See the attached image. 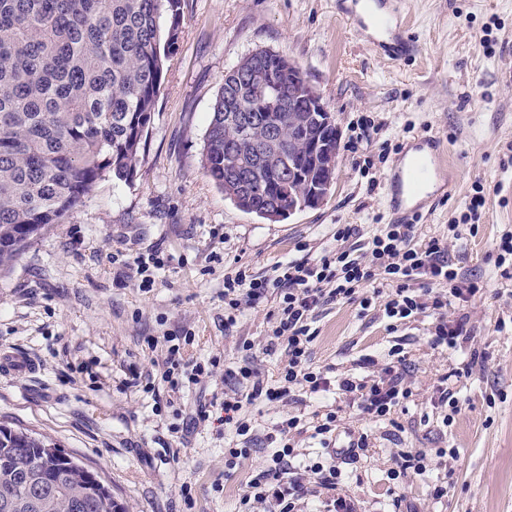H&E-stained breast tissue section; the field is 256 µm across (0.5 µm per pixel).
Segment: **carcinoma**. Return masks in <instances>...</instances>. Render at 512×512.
Masks as SVG:
<instances>
[{
	"mask_svg": "<svg viewBox=\"0 0 512 512\" xmlns=\"http://www.w3.org/2000/svg\"><path fill=\"white\" fill-rule=\"evenodd\" d=\"M183 0H0V270L43 231L63 222L106 179L129 181L153 121L166 62L180 34ZM288 57L245 58L212 105L202 156L219 188L237 187L253 210L307 205L309 169L286 190L284 170L309 164L293 130ZM281 126L270 159L259 124ZM24 428L0 424V512H121L73 457Z\"/></svg>",
	"mask_w": 512,
	"mask_h": 512,
	"instance_id": "obj_1",
	"label": "carcinoma"
}]
</instances>
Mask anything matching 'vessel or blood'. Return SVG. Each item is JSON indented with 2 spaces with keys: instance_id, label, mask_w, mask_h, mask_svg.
Segmentation results:
<instances>
[{
  "instance_id": "vessel-or-blood-1",
  "label": "vessel or blood",
  "mask_w": 512,
  "mask_h": 512,
  "mask_svg": "<svg viewBox=\"0 0 512 512\" xmlns=\"http://www.w3.org/2000/svg\"><path fill=\"white\" fill-rule=\"evenodd\" d=\"M382 0H376L370 17L352 15L353 24L370 25L374 34L370 38L376 50L390 59H398L410 51L411 44L394 25L390 15L383 11ZM424 152L413 166L397 162L390 178V207L399 222L408 223L421 212L425 203L443 198L448 193L452 179L448 172L447 148L443 139L426 136L420 141ZM34 363L24 353L9 351L0 354V375H17L32 372Z\"/></svg>"
}]
</instances>
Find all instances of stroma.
Wrapping results in <instances>:
<instances>
[{
  "instance_id": "35a3bbf8",
  "label": "stroma",
  "mask_w": 512,
  "mask_h": 512,
  "mask_svg": "<svg viewBox=\"0 0 512 512\" xmlns=\"http://www.w3.org/2000/svg\"><path fill=\"white\" fill-rule=\"evenodd\" d=\"M348 0H183L179 39L154 120L131 181L106 180L64 223L52 225L0 275V350L17 349L36 373L0 377V423L51 438L98 473L125 512H237L252 473L268 453L280 416L300 419L290 444L299 461H324L313 438L318 415L334 410L332 439L346 449L366 432L368 448L343 465L337 488L357 512H512V278L495 261L512 232V0H405L397 21L413 47L403 60L375 53L346 19ZM257 50L288 56L329 103L340 130L334 184L321 205L270 222L240 211L202 169L211 106L227 72ZM442 137L453 172L449 197L418 216L416 241H450L460 273L483 283L466 309L473 339L456 350L429 344L432 312L394 323L383 311L385 280L369 308L320 307L310 364L330 377H365L401 352L412 395L395 424L371 422L349 400L293 386L273 404L244 406L249 437L225 433L213 398L233 393L228 365L249 364L276 380L284 351L265 352L276 302L245 307L224 326V268L253 275L342 247L363 249L391 223L387 178L407 142ZM485 204L476 234L453 240L475 186ZM358 233L337 242V225ZM309 251H301V244ZM167 257L142 290L134 260ZM191 331L187 357L214 362L210 377L171 390L162 377L168 338ZM156 348H149L147 338ZM250 349H243V342ZM484 363L452 372L470 353ZM141 373L132 385V373ZM447 383L458 411L438 405ZM211 404L199 421V405ZM251 454L224 475V451ZM426 455V471L391 480L398 451ZM454 448L457 458H438ZM448 494L435 500L432 484Z\"/></svg>"
}]
</instances>
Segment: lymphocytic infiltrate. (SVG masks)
<instances>
[{
	"instance_id": "lymphocytic-infiltrate-1",
	"label": "lymphocytic infiltrate",
	"mask_w": 512,
	"mask_h": 512,
	"mask_svg": "<svg viewBox=\"0 0 512 512\" xmlns=\"http://www.w3.org/2000/svg\"><path fill=\"white\" fill-rule=\"evenodd\" d=\"M413 239V225L387 224L372 237L363 256L336 250L314 259L278 264L265 276L254 277L242 269L225 273V327L234 326L244 305L275 294L278 306L267 349H281L288 355V363L275 385L250 367L225 368V378L237 380L242 386L240 392L223 402L225 425L233 428L236 435H247L250 426L241 417L244 405L280 401L293 385L300 383L313 393L337 389L339 395L353 400L360 414L374 420L389 419L411 395L401 364L390 362L372 375L347 376L333 382L323 371L314 369L309 359V347L317 335L314 310L323 304L353 300L370 306V299L360 297L359 291L376 278L392 284L384 301L387 317L403 321L429 310L437 316L431 346L454 349L469 340L467 316L449 319L448 307L455 302H470L482 293V285L457 271L443 240L434 237L417 245ZM299 424L298 417H288L267 434V443L274 447L270 463L249 482L242 505L257 501L271 504L276 512H299L305 487L291 463L295 450L288 441Z\"/></svg>"
}]
</instances>
